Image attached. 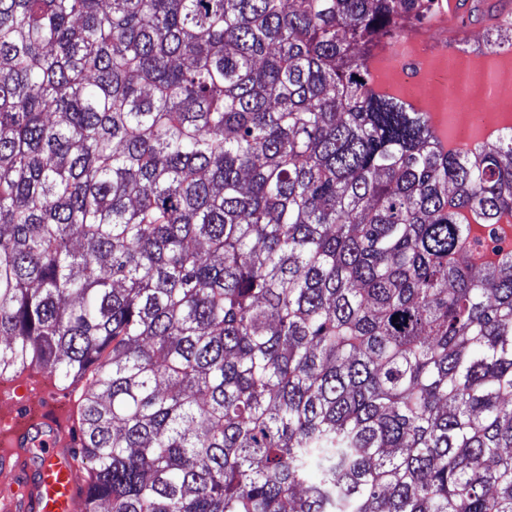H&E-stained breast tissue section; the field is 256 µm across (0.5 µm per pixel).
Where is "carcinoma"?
<instances>
[{"label":"carcinoma","mask_w":512,"mask_h":512,"mask_svg":"<svg viewBox=\"0 0 512 512\" xmlns=\"http://www.w3.org/2000/svg\"><path fill=\"white\" fill-rule=\"evenodd\" d=\"M446 7L0 0V380L73 396L83 512H512V126L372 73ZM463 118L458 121L456 128L457 139L465 144L474 141L473 133L476 128L488 125L492 112L461 110Z\"/></svg>","instance_id":"cac0c4a2"}]
</instances>
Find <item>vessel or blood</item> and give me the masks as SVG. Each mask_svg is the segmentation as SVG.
<instances>
[{
	"instance_id": "obj_1",
	"label": "vessel or blood",
	"mask_w": 512,
	"mask_h": 512,
	"mask_svg": "<svg viewBox=\"0 0 512 512\" xmlns=\"http://www.w3.org/2000/svg\"><path fill=\"white\" fill-rule=\"evenodd\" d=\"M66 400L34 375L0 384V512H81L79 452Z\"/></svg>"
}]
</instances>
